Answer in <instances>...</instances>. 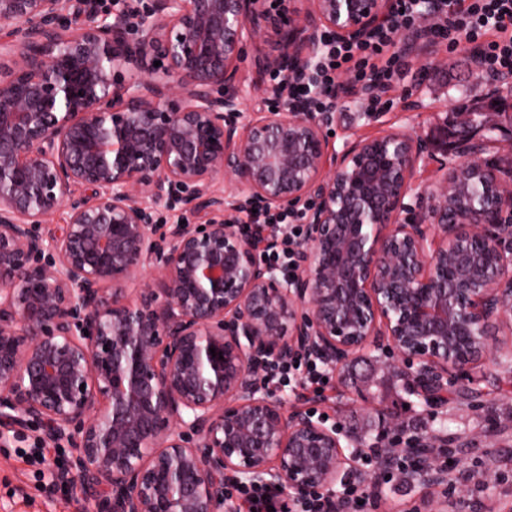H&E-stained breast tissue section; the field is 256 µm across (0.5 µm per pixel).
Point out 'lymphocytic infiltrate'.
Wrapping results in <instances>:
<instances>
[{"label": "lymphocytic infiltrate", "mask_w": 512, "mask_h": 512, "mask_svg": "<svg viewBox=\"0 0 512 512\" xmlns=\"http://www.w3.org/2000/svg\"><path fill=\"white\" fill-rule=\"evenodd\" d=\"M424 0H391L386 18L362 42L343 43L330 33H323L319 50L309 71L286 83L288 92L311 102L315 111L333 106V91L344 72L370 92L372 105H379L393 83L405 78L400 57L392 47L399 30L409 29L421 19ZM431 28L439 41L450 48L461 43L479 45V63L491 74L512 72V0H452L448 9L435 10ZM254 231L273 227L279 245L266 256L281 272H291L294 252L300 236L288 214L252 216ZM328 372L315 360L298 355L295 360L277 362L262 373L264 383L274 389L292 393L295 398L307 395L323 397ZM225 498L233 512H330L324 498L308 496L287 504L277 490L258 483L228 477Z\"/></svg>", "instance_id": "1"}]
</instances>
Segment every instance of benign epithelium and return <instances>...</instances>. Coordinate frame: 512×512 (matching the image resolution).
<instances>
[{
  "mask_svg": "<svg viewBox=\"0 0 512 512\" xmlns=\"http://www.w3.org/2000/svg\"><path fill=\"white\" fill-rule=\"evenodd\" d=\"M386 9L0 0V426L67 444L87 512H228V475L345 512V435L285 407L259 368L304 352L335 372L381 349L436 404L507 323L512 186L482 159L491 139L462 128L461 158L430 171L401 126L336 150L331 127L376 112H311L277 88L245 109L247 46L256 68L289 76L324 31L361 39ZM270 28L275 54L259 43ZM475 178L490 200L466 204ZM299 208L290 277L242 225L183 223ZM160 209L176 220L156 222ZM147 270L158 280L132 296ZM420 478L448 482L429 465Z\"/></svg>",
  "mask_w": 512,
  "mask_h": 512,
  "instance_id": "7a95c632",
  "label": "benign epithelium"
}]
</instances>
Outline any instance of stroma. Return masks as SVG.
I'll return each mask as SVG.
<instances>
[{"label":"stroma","instance_id":"35a3bbf8","mask_svg":"<svg viewBox=\"0 0 512 512\" xmlns=\"http://www.w3.org/2000/svg\"><path fill=\"white\" fill-rule=\"evenodd\" d=\"M475 48L449 52L434 39L403 55L407 76L389 92L386 123L406 126L429 147L431 161L446 157L441 131L469 120L473 110L493 131V147L483 156L502 181L512 183V95L493 100L488 76L474 64ZM415 110L403 111L402 101ZM506 336L491 341L483 364L448 385V401L430 405L409 380L401 359L381 368L384 351H366L333 375L320 412L348 437V448L366 450L378 438L400 436L447 448L431 463L446 468L449 483L427 486L418 471L391 485L379 486L375 465H360L355 478L380 493L377 512H512V351ZM25 429L17 437L0 427V512H82L73 493H47L18 457Z\"/></svg>","mask_w":512,"mask_h":512}]
</instances>
